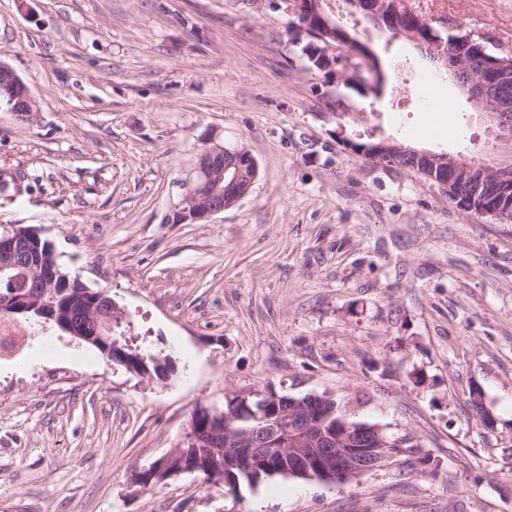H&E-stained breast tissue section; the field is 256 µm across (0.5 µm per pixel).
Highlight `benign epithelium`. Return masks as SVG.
I'll list each match as a JSON object with an SVG mask.
<instances>
[{"instance_id": "obj_1", "label": "benign epithelium", "mask_w": 512, "mask_h": 512, "mask_svg": "<svg viewBox=\"0 0 512 512\" xmlns=\"http://www.w3.org/2000/svg\"><path fill=\"white\" fill-rule=\"evenodd\" d=\"M348 10H357L373 22L375 29L383 32L389 20L381 15L373 0H347ZM276 9L289 17L288 29L292 40L299 43L313 33L320 43L323 61L329 70L339 69V75L348 83H356L374 68L369 45L344 32L336 37L338 25L328 13L323 0H277ZM456 29V24L446 15H439L426 23L421 30L408 29L403 36L421 49L431 59L450 71L457 87L467 102L486 120L497 127L499 134L496 155L489 161L476 163L463 155L416 152L421 170L448 194L449 200L462 210L472 212L477 207L476 196L468 194L472 188L492 186L497 196L495 207L488 216L507 224L512 221V50L503 55L469 51V40L450 39L443 32ZM352 44L364 48L365 53L344 58L345 50ZM0 87L8 111L18 119L33 121L37 112L35 99L17 73L0 61ZM395 149L389 140L371 143L353 151L379 158ZM251 171L258 174V163L243 147L230 150L224 147L221 133L211 130L201 140L197 162L186 181V194L177 210L181 221H200L236 205L248 195L255 181L241 183V177ZM39 233L30 229L21 235L16 225L0 232V277L19 284L8 297L15 313H24L40 303L44 312L56 311L61 292H51L48 297L36 299V289L51 288L56 283L57 271L53 265L39 269V278L31 288H26L29 268L17 263L24 254L38 258ZM278 403V393L249 392L235 396L229 417L236 427L226 431L224 447L231 449L240 459V468L246 473L260 470L258 454L288 459L286 473L290 476L324 483H344L361 472L384 465L395 458V449L404 440L386 436L383 430L366 424H350L336 415L333 399L319 397L295 398L288 407L272 415L269 404Z\"/></svg>"}]
</instances>
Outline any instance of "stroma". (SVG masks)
Returning <instances> with one entry per match:
<instances>
[{
    "label": "stroma",
    "mask_w": 512,
    "mask_h": 512,
    "mask_svg": "<svg viewBox=\"0 0 512 512\" xmlns=\"http://www.w3.org/2000/svg\"><path fill=\"white\" fill-rule=\"evenodd\" d=\"M434 4L512 46V0ZM326 7L372 41L380 96L309 69L286 16L238 0H0V61L38 105L31 123L0 109V227L37 230L108 292L144 353L175 365L141 377L16 320L26 348L0 357V512H512V223L346 145L487 159L496 131L406 42ZM423 76L439 111L412 101ZM210 130L246 147L258 178L183 223ZM266 389L332 396L408 450L342 484H131L195 409Z\"/></svg>",
    "instance_id": "1"
}]
</instances>
